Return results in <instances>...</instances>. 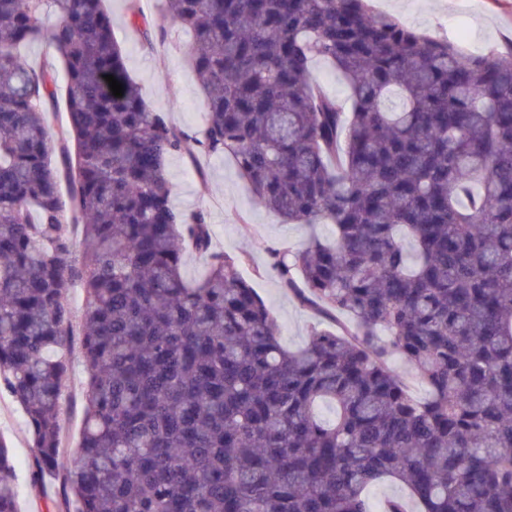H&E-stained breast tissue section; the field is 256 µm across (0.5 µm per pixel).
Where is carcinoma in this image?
Returning a JSON list of instances; mask_svg holds the SVG:
<instances>
[{"label": "carcinoma", "instance_id": "carcinoma-1", "mask_svg": "<svg viewBox=\"0 0 512 512\" xmlns=\"http://www.w3.org/2000/svg\"><path fill=\"white\" fill-rule=\"evenodd\" d=\"M164 4L208 100L195 136L148 107L104 0H0V389L24 413L31 487L58 482L56 512H376L369 489L393 481L419 512H512V45L468 54L368 0ZM42 38L67 82L56 129L55 72L22 55ZM317 60L350 109L311 81ZM201 152L285 222L331 226L270 254L316 317L302 347L205 214L173 207L168 158ZM185 242L208 256L198 280ZM12 470L0 435V512H20ZM72 371L65 383V401L60 411L61 423L67 436L68 456L71 459L79 457L77 442L82 417L81 386L85 380L83 365L79 358L78 346L74 343L72 348Z\"/></svg>", "mask_w": 512, "mask_h": 512}]
</instances>
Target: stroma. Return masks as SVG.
Here are the masks:
<instances>
[{"instance_id":"obj_1","label":"stroma","mask_w":512,"mask_h":512,"mask_svg":"<svg viewBox=\"0 0 512 512\" xmlns=\"http://www.w3.org/2000/svg\"><path fill=\"white\" fill-rule=\"evenodd\" d=\"M369 6L421 33L448 40L468 53L486 54L512 40V0H369ZM105 7L112 16L126 68L138 83L145 102L177 128L191 134L200 131L208 112L207 100L188 60L189 37L167 26L163 0H140L139 8L152 32L148 42L132 33L128 0H106ZM167 169L175 185L173 206L185 213H205L212 226L215 248L243 258L242 270L253 277L255 287L267 301L280 326L283 344L292 349L301 347L315 317L280 288L268 272V252L299 250L310 234L330 236V226L312 228L285 223L252 197L230 158L202 153L192 163L174 155L169 158ZM84 379L81 361H74L60 411L67 452L73 459L79 456ZM0 435L13 447L22 512H46L43 500L29 484L32 450L22 413L4 393L0 394Z\"/></svg>"}]
</instances>
